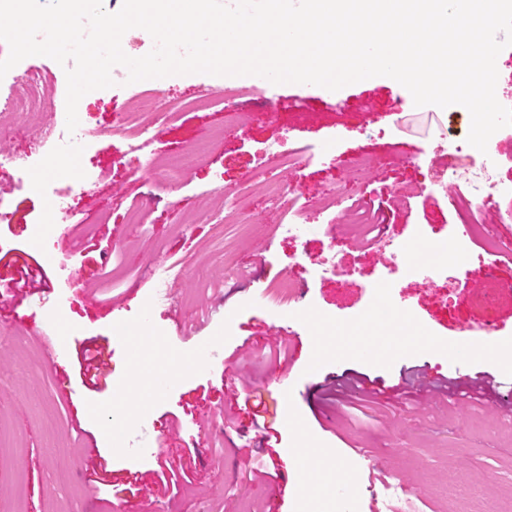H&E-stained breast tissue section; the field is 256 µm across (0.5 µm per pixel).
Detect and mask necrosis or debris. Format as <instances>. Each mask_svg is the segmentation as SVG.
Masks as SVG:
<instances>
[{
    "label": "necrosis or debris",
    "mask_w": 512,
    "mask_h": 512,
    "mask_svg": "<svg viewBox=\"0 0 512 512\" xmlns=\"http://www.w3.org/2000/svg\"><path fill=\"white\" fill-rule=\"evenodd\" d=\"M10 77L17 89L0 105V115L23 117L36 111L41 104V89L46 80L42 70L28 67L11 72ZM243 95V90L239 88L201 91L189 97L175 99L163 109L159 107L153 90L145 89L132 99L124 116L122 131L127 137L136 139L146 130L147 117L160 118L168 111H183L211 103L223 104L225 123L234 125L241 119L238 101ZM99 134L98 128L83 123L78 125L75 132H68L66 120L61 117L52 125L34 131L32 152L45 163L59 160L66 149L77 150L86 155L93 149ZM479 156V150L462 143L449 147L446 161L433 160L429 163L436 191L447 202L449 211L458 216L461 224L447 259L448 267L454 269L469 262L470 244L478 238L487 222H512V208L504 209L500 206L501 198L512 197V183L498 185L495 192H488L489 181L482 174L483 167ZM28 190L45 196L51 209L50 222L32 225V243H39L47 236L63 231L67 225L75 223L76 215L69 206V191L53 188L42 182L29 184ZM371 244L389 270L404 271L429 284L434 282L439 273L438 266L430 259L413 255L389 234L378 233Z\"/></svg>",
    "instance_id": "obj_1"
}]
</instances>
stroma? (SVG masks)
<instances>
[{"label": "stroma", "instance_id": "35a3bbf8", "mask_svg": "<svg viewBox=\"0 0 512 512\" xmlns=\"http://www.w3.org/2000/svg\"><path fill=\"white\" fill-rule=\"evenodd\" d=\"M24 63L47 67L39 121L51 124L66 109L65 72L40 56ZM123 72L114 67V87L78 103L82 120L105 134L90 156L66 155L72 168L88 164L98 174L90 188L73 191L77 223L32 245L30 227L44 222L46 203L24 191L10 196L12 222L0 223V292L24 263L41 267L44 279L25 297L0 300V412L19 443L0 454V512H59L64 504L70 512H266L281 467L289 481L279 512H336L335 503L301 498L298 488L339 473L351 485V512H393L383 496L392 479L405 486L416 512H468L469 502L449 494L458 482L512 512V405L497 391L512 383V360H460L448 351L449 335L469 326L512 340V294L388 274L364 238L338 223L342 210L361 203L409 252L439 256L457 218L432 192L425 160L446 141L466 139L468 110L415 106L385 76L337 91L271 84L245 101V125L225 129L204 161L187 160L175 176L158 178L152 170L165 167L171 152L190 150L223 126L224 109L209 105L151 124L141 169L132 171L128 138L110 132L139 89L123 84ZM203 84L250 88L254 81L195 73L157 79L152 88L177 98ZM286 135L310 150L291 196L343 187L339 207L305 224L298 239L277 233L285 213L261 189L279 172L261 166L258 155ZM0 146L24 158L27 180L69 187L29 157L24 124L1 125ZM360 153L389 165L373 177L350 172L348 161ZM245 180L256 185L240 202L250 233L220 243L217 224L198 213L222 212L225 195ZM399 190L410 194L407 208L390 205ZM136 210L140 222H129ZM330 253L357 275H314L315 261ZM174 262L184 265L181 277L156 297L159 267ZM232 262L249 277L225 282ZM289 274L303 289L305 316L277 314L265 300ZM385 293L393 304L382 301ZM421 326L432 343L407 345ZM283 327L301 337L291 360L269 352ZM383 333L390 341L374 356L347 349L350 337ZM93 340L112 363L97 389L85 386L78 363ZM62 342L70 360L61 368L53 355ZM133 346L143 352L139 366L163 376L165 387L146 405L121 406L117 392L132 382ZM205 347L214 355L202 364ZM485 374L491 389L482 403L460 399L467 381ZM354 377L386 397L401 385L409 399L347 417L343 381ZM273 435L278 445L269 454ZM92 444L98 454L90 458ZM357 446L370 449L372 467L353 461ZM241 448L253 449L266 478L249 479L238 465ZM96 469L106 471L104 482L92 481Z\"/></svg>", "mask_w": 512, "mask_h": 512}]
</instances>
